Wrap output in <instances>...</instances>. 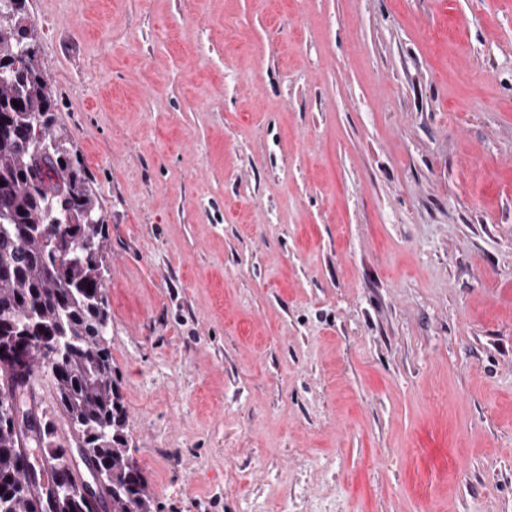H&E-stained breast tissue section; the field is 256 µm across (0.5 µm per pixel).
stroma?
<instances>
[{
	"label": "stroma",
	"mask_w": 512,
	"mask_h": 512,
	"mask_svg": "<svg viewBox=\"0 0 512 512\" xmlns=\"http://www.w3.org/2000/svg\"><path fill=\"white\" fill-rule=\"evenodd\" d=\"M27 7L156 512H512V0Z\"/></svg>",
	"instance_id": "stroma-1"
}]
</instances>
